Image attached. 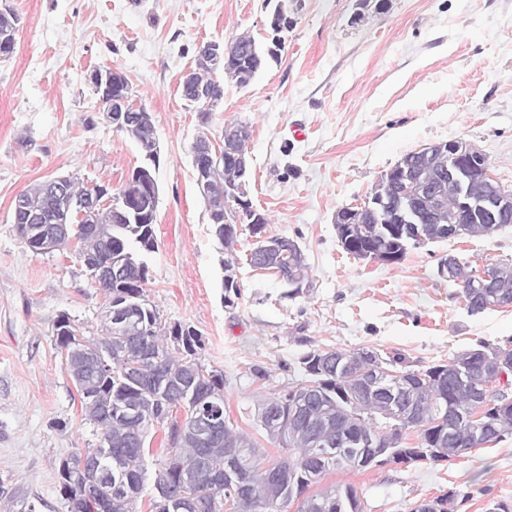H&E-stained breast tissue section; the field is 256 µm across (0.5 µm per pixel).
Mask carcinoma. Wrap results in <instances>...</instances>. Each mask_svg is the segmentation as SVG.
I'll return each mask as SVG.
<instances>
[{"label": "carcinoma", "mask_w": 512, "mask_h": 512, "mask_svg": "<svg viewBox=\"0 0 512 512\" xmlns=\"http://www.w3.org/2000/svg\"><path fill=\"white\" fill-rule=\"evenodd\" d=\"M267 18L284 30L292 28L280 11V0H264ZM20 19L10 8H0V46L15 40ZM280 44L263 45L241 34L230 43L227 55L205 54L200 46L192 70L193 84L182 88L185 101L196 104L194 86L206 87L215 102H224V81L248 87L270 60H278ZM121 133L132 140L141 155L158 149L152 115L129 112ZM224 134L235 137V148L248 152V126L231 122ZM403 159L413 163L411 173L392 166L384 171L360 207L358 223L347 225L344 235L350 253L383 254L398 261L411 248L445 241L454 234L486 237L512 224V211L474 216L465 198L450 182L448 145L440 142L424 161L410 151ZM156 171L129 179L118 196H131L133 208L77 204L95 191L77 174L66 176L69 206L49 182H36L20 192L23 209H13L12 223L24 237L29 216L49 217L44 228L53 234L63 228L75 239L79 259H97L112 272L102 287L104 307L101 335L84 337L82 350L65 362L75 386L83 420L93 426L96 448H74L59 463V490L67 512H141L139 500L152 484L151 512H283L298 503L297 512H362L356 489L332 485L309 492L321 476L333 470L383 467L390 462L418 464L464 456L474 448L512 436V400L493 389L501 374L512 377V348L488 342L458 352L448 360L420 369L407 368L400 353L384 354L386 372L379 377L345 364L358 350L315 348L302 354L300 383L262 399L259 407L270 418H280L285 450L274 462H264L266 450L240 432L224 407V374L207 366L201 356L202 334L188 324L162 320L149 301V258L157 249L155 224L158 202L140 192L143 180ZM235 180L230 166L211 169V188L224 199ZM412 198L419 216L416 224H403L398 196ZM384 198L390 206L376 207ZM263 212H242L241 226L251 237L266 232ZM210 233L226 255L224 294L238 299L241 289L234 269L238 265L235 243L238 230L209 223ZM245 264L278 281L298 286L311 284L302 250L276 263L253 243ZM438 265L450 270V282L460 288L468 313L512 306V263L496 262L482 273L453 255ZM81 333L73 322L56 319L53 335L58 350L70 336ZM218 418L217 430L201 436L191 418L210 404ZM183 422H178V418ZM167 430L168 448L154 476L148 474L149 431ZM417 439L406 446L407 434ZM112 451L111 474L87 497L82 493L80 460L95 449ZM442 448L434 454L432 449Z\"/></svg>", "instance_id": "obj_1"}]
</instances>
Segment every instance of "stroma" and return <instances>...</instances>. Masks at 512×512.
I'll list each match as a JSON object with an SVG mask.
<instances>
[{
    "instance_id": "stroma-1",
    "label": "stroma",
    "mask_w": 512,
    "mask_h": 512,
    "mask_svg": "<svg viewBox=\"0 0 512 512\" xmlns=\"http://www.w3.org/2000/svg\"><path fill=\"white\" fill-rule=\"evenodd\" d=\"M276 62L249 87L224 86L201 126L180 84L200 44L262 37L263 0H0L20 17L16 49L0 62V491L20 488L33 512H66L60 457L92 448L52 324L67 313L98 335L104 295L76 252L24 247L12 202L28 185L79 174L121 189L141 154L107 124L86 82L109 66L153 116L160 188L147 293L163 320L194 326L202 357L224 374L232 422L277 457L257 419L264 397L296 385L297 359L315 347L401 353L418 368L512 338V307L470 315L437 273L440 256L470 268L512 260V225L483 238L409 249L397 263L360 260L334 217L363 204L384 171L426 144L460 139L481 150L512 188V0H300ZM250 129L249 196L267 234L294 239L312 287L286 298L269 274L240 265L237 306L224 305L222 255L195 186L200 130ZM321 487L356 489L363 512H411L466 492L454 512L512 505V438L466 456L327 473Z\"/></svg>"
}]
</instances>
